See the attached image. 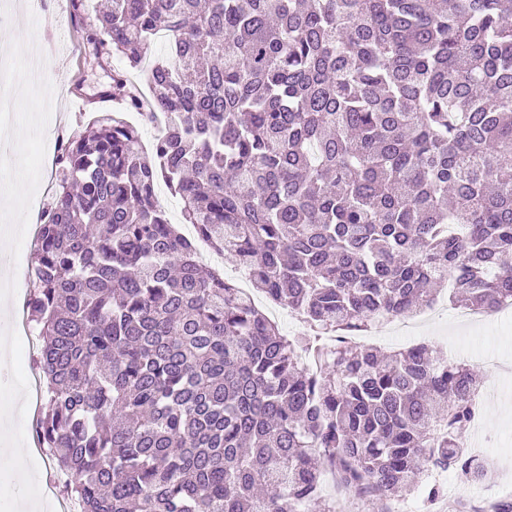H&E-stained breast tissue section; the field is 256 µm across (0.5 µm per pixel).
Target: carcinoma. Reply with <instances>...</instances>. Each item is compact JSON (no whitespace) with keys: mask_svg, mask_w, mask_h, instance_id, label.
<instances>
[{"mask_svg":"<svg viewBox=\"0 0 512 512\" xmlns=\"http://www.w3.org/2000/svg\"><path fill=\"white\" fill-rule=\"evenodd\" d=\"M112 102L33 241L34 436L79 512H342L432 468L488 482L465 365L348 341L512 305V0H70ZM166 54L151 58L154 39ZM165 123L152 152L126 119ZM314 332L290 340L158 203Z\"/></svg>","mask_w":512,"mask_h":512,"instance_id":"1","label":"carcinoma"}]
</instances>
